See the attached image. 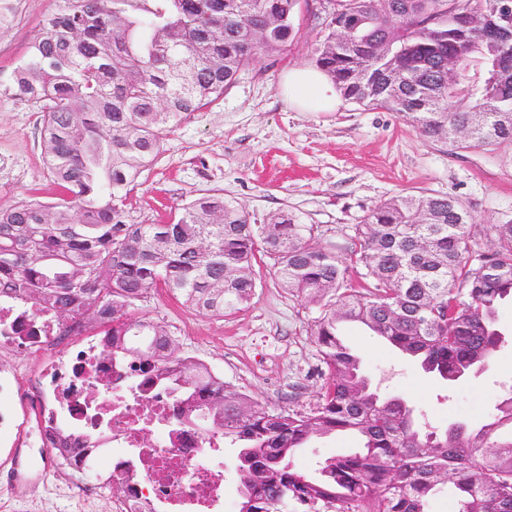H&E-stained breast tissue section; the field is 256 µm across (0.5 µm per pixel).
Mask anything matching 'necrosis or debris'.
I'll list each match as a JSON object with an SVG mask.
<instances>
[{
  "instance_id": "obj_1",
  "label": "necrosis or debris",
  "mask_w": 512,
  "mask_h": 512,
  "mask_svg": "<svg viewBox=\"0 0 512 512\" xmlns=\"http://www.w3.org/2000/svg\"><path fill=\"white\" fill-rule=\"evenodd\" d=\"M102 340H62L53 315L0 300V349L48 355L33 380L39 435L59 427L89 438L91 453L74 464L81 473L108 456L109 476L122 487L117 512L148 503L164 512H222L223 433L178 425L172 397L149 384V370L103 358Z\"/></svg>"
}]
</instances>
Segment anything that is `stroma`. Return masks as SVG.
Returning <instances> with one entry per match:
<instances>
[{"instance_id":"1","label":"stroma","mask_w":512,"mask_h":512,"mask_svg":"<svg viewBox=\"0 0 512 512\" xmlns=\"http://www.w3.org/2000/svg\"><path fill=\"white\" fill-rule=\"evenodd\" d=\"M11 19L0 24V77H7L38 36L42 19L61 0H8ZM317 0L302 9L286 51L259 54L235 84L208 108L182 118L163 134L157 162L141 173L127 206L133 224H165L182 204L212 192L240 202L255 222L286 209L318 228V242L344 253L353 227L392 196L428 191L459 199L476 224L479 249L491 246L486 227L512 219V145L453 150L432 142L395 112L343 100L333 112H300L282 95V77L310 64L325 33ZM38 104L0 87V205L29 196L55 200L57 189L43 165ZM249 307L221 319L181 307L166 292L147 308L173 325L184 352L204 360L226 382L263 406L306 410L321 384L316 348L307 325L313 305L289 295L269 266L256 267ZM506 341L485 368L447 384L425 374L386 341L349 324L344 341L381 398H403L419 424L446 430L491 418L512 396V301L498 308ZM358 446L353 435L312 440L293 464L314 471L326 458ZM36 438L19 448L0 439V512H115L119 496L107 473L85 490L89 475L54 465L23 485L6 464L11 458L38 466Z\"/></svg>"}]
</instances>
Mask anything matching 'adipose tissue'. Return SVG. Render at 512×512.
Masks as SVG:
<instances>
[{"label": "adipose tissue", "mask_w": 512, "mask_h": 512, "mask_svg": "<svg viewBox=\"0 0 512 512\" xmlns=\"http://www.w3.org/2000/svg\"><path fill=\"white\" fill-rule=\"evenodd\" d=\"M282 88L288 103L303 112H330L341 104L329 77L314 67L289 69Z\"/></svg>", "instance_id": "adipose-tissue-1"}]
</instances>
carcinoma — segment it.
Instances as JSON below:
<instances>
[{
    "label": "carcinoma",
    "instance_id": "cac0c4a2",
    "mask_svg": "<svg viewBox=\"0 0 512 512\" xmlns=\"http://www.w3.org/2000/svg\"><path fill=\"white\" fill-rule=\"evenodd\" d=\"M300 0H63L11 71L7 89L40 106L53 202L0 206V297L50 311L63 334L98 325L104 356L154 368L182 423L203 419L238 448L239 512H426L446 481L458 512H512V396L472 433L418 428L382 400L340 337L355 322L449 383L504 343L495 312L512 300V220L474 248L462 202L427 191L370 209L340 254L280 210L261 224L213 192L168 224H131L126 201L162 151V131L224 94L259 52L294 37ZM315 67L348 100L398 112L453 150L512 143V39L476 21L495 0H335ZM459 78L448 79V60ZM272 261L288 294L317 307L307 333L321 363L307 411L274 410L184 353L145 303L164 288L213 317L251 304L255 266ZM350 432L361 446L315 473L291 458ZM68 432L49 452L68 466Z\"/></svg>",
    "mask_w": 512,
    "mask_h": 512
}]
</instances>
